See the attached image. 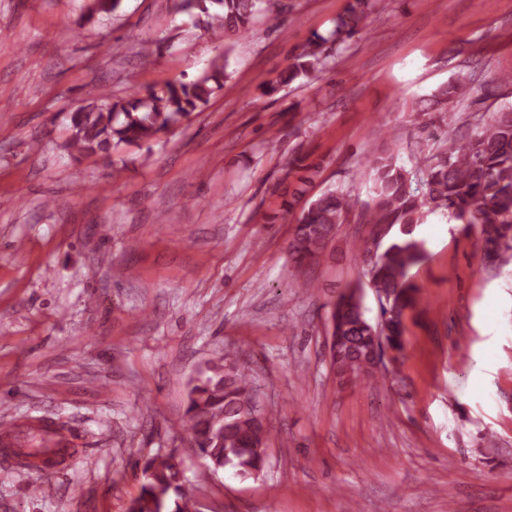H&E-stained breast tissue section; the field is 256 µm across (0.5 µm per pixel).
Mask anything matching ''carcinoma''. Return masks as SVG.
I'll return each instance as SVG.
<instances>
[{
  "instance_id": "1",
  "label": "carcinoma",
  "mask_w": 512,
  "mask_h": 512,
  "mask_svg": "<svg viewBox=\"0 0 512 512\" xmlns=\"http://www.w3.org/2000/svg\"><path fill=\"white\" fill-rule=\"evenodd\" d=\"M262 0H181L190 14L207 17L213 40L242 36L251 29ZM378 0H348L329 36L316 34L284 69L282 82L308 79L327 64L326 44L341 45L358 35ZM122 0H89L84 20L116 13ZM225 55H217L190 81L167 83L161 87L135 90L114 99L105 88L88 86L93 103L71 114L70 151L79 155H109L124 144L150 142L158 134L201 110L222 88L226 77ZM473 73L461 72L447 85L424 100L422 112H442L448 126L456 122L448 103L472 94ZM367 165L375 171L374 196L366 205L363 221L381 226L382 233L372 246L363 249L367 258L369 284L375 295L386 300L379 307L376 322L365 316L363 298L356 288L343 291L330 315V363L345 380L365 376L370 363L374 334L386 336L393 349L405 350L404 318L412 308L421 285L411 276L426 251L415 235L423 219L424 201L446 211L464 230L481 227L483 250L491 264L512 261V104L493 110L490 121L468 140L444 138L438 150L426 159L421 198L412 188L410 172L392 154L371 155ZM282 214L303 203L294 234L288 245L295 265L321 257L345 215L352 208L349 194L326 190L313 200L304 199L297 188L283 193ZM396 232H391V229ZM185 424L191 447L214 471L231 469L242 477L262 471L267 459V443L273 428L257 399L252 377L241 371L234 355L225 353L205 362L187 382ZM12 459L22 467L45 471L42 456L47 449L31 432L16 437ZM182 462L176 450L157 453L134 464L140 472V491L131 499L127 512H197L195 501L184 488Z\"/></svg>"
}]
</instances>
